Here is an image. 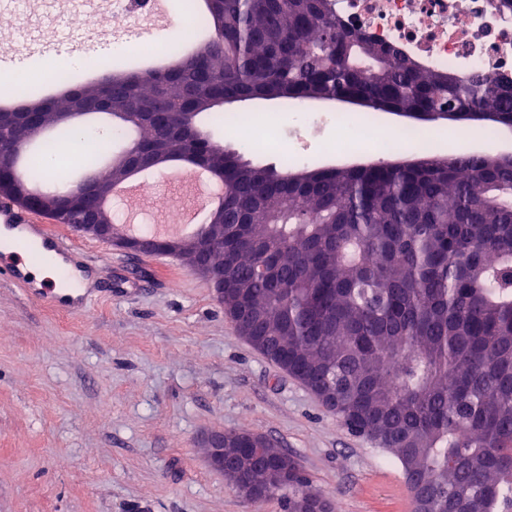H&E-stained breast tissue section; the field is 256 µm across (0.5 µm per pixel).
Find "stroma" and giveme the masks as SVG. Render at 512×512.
Wrapping results in <instances>:
<instances>
[{"label": "stroma", "mask_w": 512, "mask_h": 512, "mask_svg": "<svg viewBox=\"0 0 512 512\" xmlns=\"http://www.w3.org/2000/svg\"><path fill=\"white\" fill-rule=\"evenodd\" d=\"M91 49L112 27L128 56L152 35L106 23L101 4L72 0ZM448 157L512 153V131L490 140L430 121ZM88 253L98 300L83 315L42 305L0 280V512H284L280 500L247 501L205 454L217 431L270 439L342 512H412L400 463L350 432L298 380L239 337L210 282L178 256H136L73 232Z\"/></svg>", "instance_id": "1"}]
</instances>
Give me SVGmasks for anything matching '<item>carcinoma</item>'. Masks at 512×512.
I'll list each match as a JSON object with an SVG mask.
<instances>
[{
	"mask_svg": "<svg viewBox=\"0 0 512 512\" xmlns=\"http://www.w3.org/2000/svg\"><path fill=\"white\" fill-rule=\"evenodd\" d=\"M198 27L212 32L163 72H121L106 114L154 112L130 122L136 137L109 149L103 179H120L144 156L164 169L204 165L224 179L229 278L224 308L260 314L245 334L303 385L334 398L339 421L416 475L424 512H512V157L423 153L415 163L288 168L240 164L198 126L174 140L158 129L179 112L214 126L227 101H300L337 94L371 112L489 111L512 127V84L481 74L425 71L399 50L346 30L329 0H209ZM104 85L37 97L15 112H41V131L73 136L51 114L88 115ZM0 127V156L23 159L21 181L46 180L43 152L13 153ZM250 238V249L241 240ZM288 507L317 492L302 471L271 498Z\"/></svg>",
	"mask_w": 512,
	"mask_h": 512,
	"instance_id": "1",
	"label": "carcinoma"
}]
</instances>
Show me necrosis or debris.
Listing matches in <instances>:
<instances>
[{"label":"necrosis or debris","instance_id":"necrosis-or-debris-1","mask_svg":"<svg viewBox=\"0 0 512 512\" xmlns=\"http://www.w3.org/2000/svg\"><path fill=\"white\" fill-rule=\"evenodd\" d=\"M341 25L371 41L395 47L424 69L457 75L482 73L512 83V0H331ZM334 122L336 138L322 144L327 154L371 153L385 158L404 151L435 152L437 144L414 125L396 129L378 119L339 112L300 111L287 135L273 116L234 125L237 138L287 155L288 143L315 135Z\"/></svg>","mask_w":512,"mask_h":512}]
</instances>
